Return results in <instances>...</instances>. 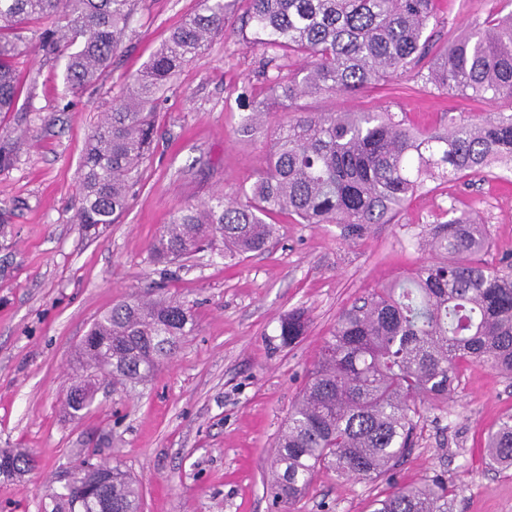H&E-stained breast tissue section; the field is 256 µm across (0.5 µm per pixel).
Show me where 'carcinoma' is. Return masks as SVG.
I'll list each match as a JSON object with an SVG mask.
<instances>
[{
    "instance_id": "1",
    "label": "carcinoma",
    "mask_w": 512,
    "mask_h": 512,
    "mask_svg": "<svg viewBox=\"0 0 512 512\" xmlns=\"http://www.w3.org/2000/svg\"><path fill=\"white\" fill-rule=\"evenodd\" d=\"M236 0H200L132 78L89 134L81 161L78 223L114 224L128 207L155 137L157 93L215 36L228 33ZM250 44L263 55L262 75L276 98L360 92L406 78L424 89L474 102L512 101V11L492 13L433 53L426 35L437 0H246ZM133 0H0V113L14 110L20 88L15 60L30 52L21 31L44 24L38 49L64 59V84L76 90L97 78L123 43ZM303 64L296 67L289 59ZM239 132L263 126L270 108L240 94ZM512 173V112L478 119L448 114L442 130H420L405 112H297L273 133L265 166L232 196L179 210L150 251L171 262L204 249L224 257L265 248L281 210L304 224H335L348 238L392 224L408 201L453 177L469 181L493 170ZM430 228L422 265L373 292L338 318L301 397L275 444L268 491L279 512L306 493L313 474L373 480L390 474L412 448L427 399H448L464 363H487L512 377V255L493 262L486 226L455 207ZM196 328L191 308L175 299L132 298L114 305L81 345L87 368L131 392ZM300 314L280 320L288 346L304 335ZM65 406L73 416L94 401L93 374H75ZM491 464L512 469V415L487 436ZM77 470L81 486L54 498L69 512L100 502L109 512H141L139 484L120 465ZM37 467L23 448L0 450V475ZM372 512H455V494L439 477L395 485Z\"/></svg>"
}]
</instances>
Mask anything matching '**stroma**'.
Listing matches in <instances>:
<instances>
[{
	"mask_svg": "<svg viewBox=\"0 0 512 512\" xmlns=\"http://www.w3.org/2000/svg\"><path fill=\"white\" fill-rule=\"evenodd\" d=\"M198 0H137L127 36L90 85L66 91L62 61L33 52L20 64L23 93L0 114V140L15 162L0 172V449L23 448L40 463L21 480L0 478V512H50L88 451L141 481L142 512H275L266 491L273 445L338 317L359 297L430 260L416 234L456 206L488 226L494 255L512 253V183H443L413 197L398 223L361 240L334 224L274 214L261 252L228 260L211 251L174 264L149 247L182 207L251 185L265 165L274 126L290 119L272 100L262 53L231 19L233 34L211 40L160 93L154 149L121 221L92 232L76 220L80 164L94 125L127 79ZM499 0H438L434 48L500 9ZM268 100L267 126L239 134L243 86ZM305 112L390 108L422 127L448 113L512 110L501 100L471 106L454 93L387 90L319 95ZM177 298L197 326L175 358L131 393L96 378L93 405L69 416L79 345L91 324L128 298ZM303 310L304 336L282 345L279 320ZM512 414V379L469 364L448 401L430 400L414 445L392 478L337 479L317 473L293 512H370L391 483L436 475L456 495L455 512H512V475L493 470L485 438Z\"/></svg>",
	"mask_w": 512,
	"mask_h": 512,
	"instance_id": "35a3bbf8",
	"label": "stroma"
}]
</instances>
